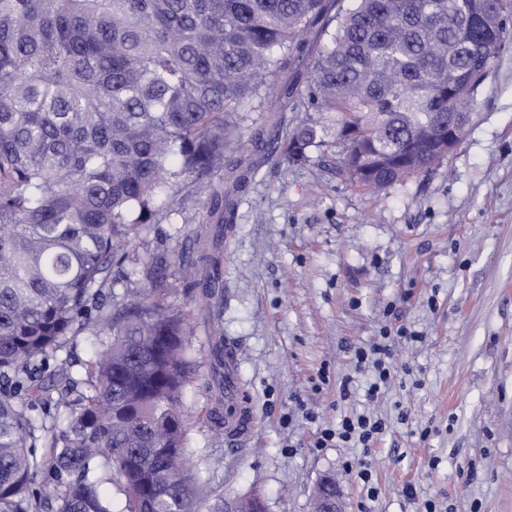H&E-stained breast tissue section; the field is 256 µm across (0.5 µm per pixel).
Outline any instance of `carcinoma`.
<instances>
[{"label": "carcinoma", "instance_id": "obj_1", "mask_svg": "<svg viewBox=\"0 0 512 512\" xmlns=\"http://www.w3.org/2000/svg\"><path fill=\"white\" fill-rule=\"evenodd\" d=\"M511 43L512 0H0V512H35L44 472L63 481L55 512H204L189 315L149 289L112 301L120 248L195 203L186 277L214 299L269 145L295 164L332 141L339 172L378 196L459 144ZM274 86L316 117L284 131ZM82 333L97 337L86 390L50 369Z\"/></svg>", "mask_w": 512, "mask_h": 512}]
</instances>
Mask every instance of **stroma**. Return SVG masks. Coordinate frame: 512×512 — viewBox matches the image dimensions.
I'll list each match as a JSON object with an SVG mask.
<instances>
[{
    "label": "stroma",
    "mask_w": 512,
    "mask_h": 512,
    "mask_svg": "<svg viewBox=\"0 0 512 512\" xmlns=\"http://www.w3.org/2000/svg\"><path fill=\"white\" fill-rule=\"evenodd\" d=\"M187 217L137 227L116 294L148 287V257L177 272L194 247L195 211ZM400 325L419 336L396 347L406 372L374 399L355 375L340 397L355 349ZM223 328L255 422L235 442L209 417L210 352L197 331L183 406L213 500L257 492L267 512H310L319 479L333 473L346 512H425L429 502L436 512H512V46L464 139L382 197L339 175L332 146L302 163H265L224 248ZM356 413L392 422L371 453L372 499L344 469L361 449L312 445L320 427Z\"/></svg>",
    "instance_id": "obj_1"
}]
</instances>
